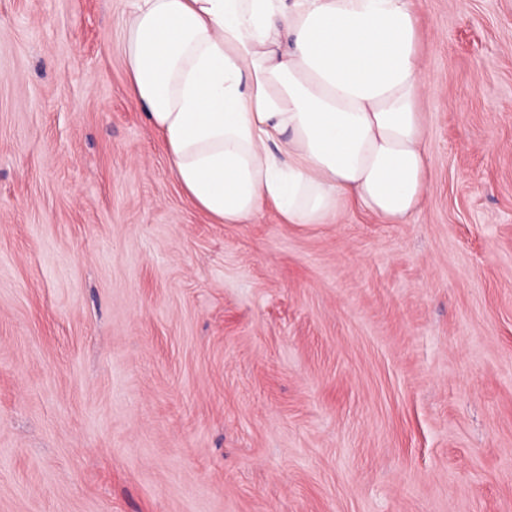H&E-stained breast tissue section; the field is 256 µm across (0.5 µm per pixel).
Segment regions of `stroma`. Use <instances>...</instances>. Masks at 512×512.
<instances>
[{"label":"stroma","instance_id":"1","mask_svg":"<svg viewBox=\"0 0 512 512\" xmlns=\"http://www.w3.org/2000/svg\"><path fill=\"white\" fill-rule=\"evenodd\" d=\"M405 224L180 190L129 0H0V512H512V0H413Z\"/></svg>","mask_w":512,"mask_h":512}]
</instances>
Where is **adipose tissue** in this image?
<instances>
[{"label":"adipose tissue","instance_id":"1","mask_svg":"<svg viewBox=\"0 0 512 512\" xmlns=\"http://www.w3.org/2000/svg\"><path fill=\"white\" fill-rule=\"evenodd\" d=\"M132 100L220 224H404L429 180L412 0H131Z\"/></svg>","mask_w":512,"mask_h":512}]
</instances>
